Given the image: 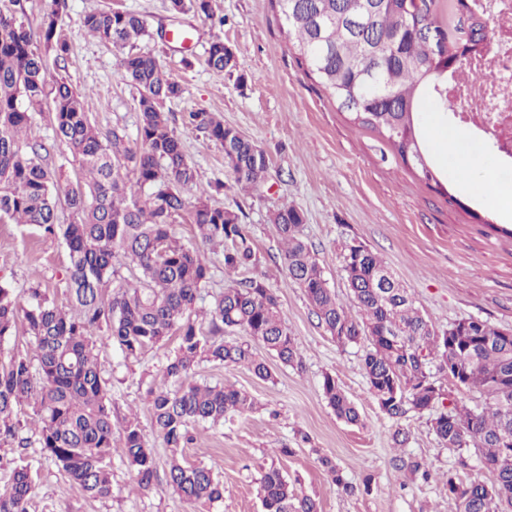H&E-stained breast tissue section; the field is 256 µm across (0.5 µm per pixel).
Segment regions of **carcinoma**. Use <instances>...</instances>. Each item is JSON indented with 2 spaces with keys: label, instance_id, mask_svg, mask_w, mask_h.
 I'll list each match as a JSON object with an SVG mask.
<instances>
[{
  "label": "carcinoma",
  "instance_id": "obj_1",
  "mask_svg": "<svg viewBox=\"0 0 512 512\" xmlns=\"http://www.w3.org/2000/svg\"><path fill=\"white\" fill-rule=\"evenodd\" d=\"M274 2L307 74L354 124L377 132L423 180L441 186L430 175L418 113L428 98L434 111L448 112L450 76L465 73L470 82L487 81L486 73L467 65L487 42V18L469 7L470 0H393L368 14L361 4L371 0ZM67 7V0H51L37 36L16 11L0 7V220L35 226L62 240L70 293L66 309L47 291L33 288L24 308L15 289L0 281V343L20 328L34 344L32 353L18 350L0 360V447L35 442L83 494L111 497L112 393L98 368L97 344L116 345L129 358L177 335L166 382L151 391L153 425L172 451L170 485L189 504L214 503L223 498L224 484L211 468L183 463L179 449L191 441L193 424H222L228 416L253 411L256 402L233 385L193 380L195 367L201 361L242 364L270 380L271 370L252 343L297 367L300 345L277 295L260 276L237 281L214 298L205 311L209 334L197 327V301L212 279L202 247L222 249L228 275L254 268L259 257L249 227L236 211L212 204L205 191L191 205L183 197V189L196 185L197 173L162 107L184 89L154 55L128 52L120 59L122 77L140 94L135 139L119 128L104 134L92 123L82 94L49 66V58L63 61L69 51L57 24ZM190 9L210 16L212 0H169L173 14ZM83 25L117 50L147 32L141 16L111 8L86 14ZM430 28L441 36L442 57L424 37ZM233 58L224 55V39L215 37L208 49L211 71L232 74ZM49 102L53 138L66 143L78 162L74 182L62 183L45 163L46 143L27 138L32 113ZM188 120L224 148V167L242 188L265 178L267 155L251 139L209 112H190ZM63 202L72 214L66 224L59 218ZM185 211L196 227V246L184 244L175 231ZM304 221L293 206L278 209L271 219L284 246L288 277L338 345L369 343L362 369L389 419L441 403L434 369L488 401L482 408L442 410L431 419L442 444L475 448L487 474L468 482L446 475L454 504L449 512H487L490 504L495 512H512V346L499 342L500 328L470 320L453 324L446 336L433 335L434 326L415 306L410 289L401 283L379 287L383 275L395 273L361 242L343 247L350 303L339 301L302 238ZM125 269L138 272L134 281L124 276ZM226 331H239L247 340L227 342ZM322 390L337 418L359 422L354 402L333 376H324ZM25 405L34 414V442L20 436L26 424L18 412ZM122 437V456L138 487L150 489L156 463L138 424L126 422ZM320 462L332 485L352 489L330 459ZM33 489L31 468H15L0 489V512H28ZM258 495L263 512H319L317 500L300 493L274 465L260 473Z\"/></svg>",
  "mask_w": 512,
  "mask_h": 512
}]
</instances>
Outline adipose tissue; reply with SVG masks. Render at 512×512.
Returning a JSON list of instances; mask_svg holds the SVG:
<instances>
[{"mask_svg":"<svg viewBox=\"0 0 512 512\" xmlns=\"http://www.w3.org/2000/svg\"><path fill=\"white\" fill-rule=\"evenodd\" d=\"M444 147L449 157L458 159L456 174L460 184L483 193L500 210H512V188L497 183L490 173L480 170V164L466 135L458 130L445 133Z\"/></svg>","mask_w":512,"mask_h":512,"instance_id":"obj_1","label":"adipose tissue"}]
</instances>
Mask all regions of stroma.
Here are the masks:
<instances>
[{"mask_svg": "<svg viewBox=\"0 0 512 512\" xmlns=\"http://www.w3.org/2000/svg\"><path fill=\"white\" fill-rule=\"evenodd\" d=\"M108 7L146 20L148 33L137 51L154 54L184 89L181 98L164 105L197 170V183L184 190V198L194 200L199 190L223 181L224 192L213 201L242 211L261 258L255 273L274 289L301 348V366L271 361L270 381L242 365L204 361L196 366L195 380L235 385L255 397L257 408L221 425L193 426L185 461L212 468L224 483L223 499L195 512H263L257 480L270 465L317 499L320 512H448L443 476L480 477L474 449L441 445L431 429L432 412L412 411L396 422L380 411L361 368L364 344L338 346L320 325L283 267L269 218L286 204L303 212V237L342 300L347 289L341 248L353 240L363 243L393 269L422 313L443 331L469 319L512 329V236L507 233L512 216L462 189L446 153L434 142L427 113L419 115L422 141L447 194L457 196L454 204L430 189L377 132L353 124L298 63L271 0H213L209 17L172 14L168 0H68L58 26L69 52L55 70L83 93L85 110L101 131L121 127L132 136L138 119L139 91L119 77V52L83 26L87 13ZM177 30L189 35V43L173 39ZM217 32L234 52V75L217 77L206 63ZM190 112L213 113L264 150L269 159L264 180L240 190L224 167L221 146L186 124ZM52 124L51 109L34 113L29 136L50 143L49 166L63 179L75 180L78 164L64 143H53ZM68 265L60 241L31 226L0 221V280L17 288L20 302H27L28 289L45 288L57 304L67 305ZM177 345L172 336L130 359L114 345L98 349L115 424L110 498L94 499L73 488L35 444L0 447V487L25 462L36 476L28 512H194L168 482L170 450L155 433L148 394L163 381ZM327 374L356 403L360 424L344 423L328 406L322 393ZM133 415L156 460L147 491L136 490L135 472L120 452V425ZM399 425L410 433L401 447L392 439ZM285 446L291 455H281ZM463 455L469 458L466 470L458 465ZM324 457L337 464L352 492L329 485L320 463ZM399 457L427 467L430 479L409 466L397 468Z\"/></svg>", "mask_w": 512, "mask_h": 512, "instance_id": "obj_1", "label": "stroma"}]
</instances>
